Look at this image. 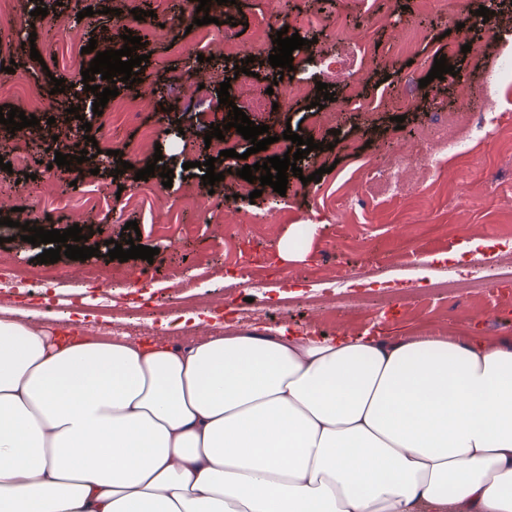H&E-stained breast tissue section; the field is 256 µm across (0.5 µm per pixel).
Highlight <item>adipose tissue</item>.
I'll return each instance as SVG.
<instances>
[{"label":"adipose tissue","instance_id":"1","mask_svg":"<svg viewBox=\"0 0 512 512\" xmlns=\"http://www.w3.org/2000/svg\"><path fill=\"white\" fill-rule=\"evenodd\" d=\"M0 319V512H512V337Z\"/></svg>","mask_w":512,"mask_h":512}]
</instances>
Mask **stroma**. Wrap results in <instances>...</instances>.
I'll list each match as a JSON object with an SVG mask.
<instances>
[{"label":"stroma","mask_w":512,"mask_h":512,"mask_svg":"<svg viewBox=\"0 0 512 512\" xmlns=\"http://www.w3.org/2000/svg\"><path fill=\"white\" fill-rule=\"evenodd\" d=\"M28 2L15 0L12 26L0 34L14 45L15 66L42 87L44 97L23 102L0 96V106L12 104L38 120L21 133L0 125V157L14 161L11 170L0 169L5 186L0 194L9 201L0 207V265L34 281L36 289H0V309L7 317L59 331L82 311L110 322L114 332L156 336L174 345L188 344L194 334L163 328V320L204 311L215 312L229 333L257 325L332 335L340 329L372 331L385 323L447 336L473 328L487 336H512V50L503 34L512 24V0H499L495 15L472 26L465 42L452 32L441 0L420 10L413 0H334L330 10L316 0H290L286 6L270 0L262 30L254 23V0H236L230 56L201 48L188 30L187 0H96L99 11L88 20L77 17L81 0H43V17L31 16ZM136 8L144 10L143 19L134 18ZM168 22L175 25L182 55L172 54L166 39L154 34L157 24ZM119 25L141 37L139 52L149 61L137 83H118L126 110L108 113L106 127L92 126L90 140L82 144L89 161L72 164L64 174L67 189H58L36 146L42 134L67 129L66 111L76 102L69 89L53 92L54 79L69 85L83 77L56 58L76 34L96 39L97 51L117 48ZM284 27L306 41L293 52L298 74L312 54L337 56L339 28L367 30L371 50L363 70L329 83L334 98L324 108L329 119L319 137L322 148L313 159L297 160L301 176H289L286 192L279 194L228 167L266 162L284 155V148L252 154L248 140L231 135L225 146L240 158L228 162L204 143L210 124L224 123V106L214 101L193 113L187 107L197 100L199 77L220 69L230 80L231 100L262 96L260 122L270 133L280 135L291 126L308 136L316 86L289 94L287 82L268 62L276 33ZM413 29L421 33L414 50L399 51L400 36ZM34 49L39 59H31ZM441 56L455 74L428 80ZM189 57L194 66L186 65ZM244 59L251 75L241 80L235 67ZM340 103L345 112H337ZM458 109L470 110L481 125L465 153L450 156L407 196L365 194L387 153L411 150L425 128L447 123ZM398 116L403 125L395 124ZM147 126L156 130L149 142L141 138ZM183 126L193 127V136L181 135ZM158 152L173 171L171 186H163L156 173L145 181L135 177ZM209 158L223 175L211 187L202 182V163ZM123 161L129 169L115 175ZM187 161L195 163V171L184 170ZM322 166L326 174L313 181L312 173ZM348 176L362 192L344 201L337 188ZM91 187L103 194L94 208L85 197ZM88 212L95 214L97 228L88 243L99 248L89 259L40 264L36 258L44 245L14 237L15 222L63 230ZM250 214L260 217L259 225L246 223ZM5 217L11 225H2ZM129 221L137 222L141 245L155 248L152 261L109 259L108 240L125 242ZM294 224L319 227L308 260L279 263L278 244ZM476 238L484 247L462 261L429 263V256L453 253ZM395 254L404 255L402 264H391ZM175 275L183 287H172ZM448 275L479 277L485 286L451 300L429 295V288Z\"/></svg>","instance_id":"1"}]
</instances>
